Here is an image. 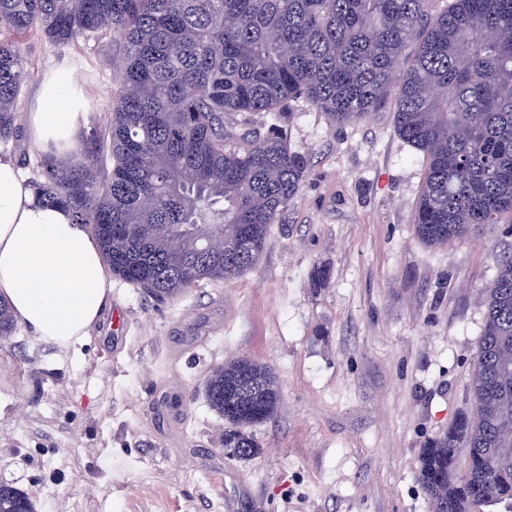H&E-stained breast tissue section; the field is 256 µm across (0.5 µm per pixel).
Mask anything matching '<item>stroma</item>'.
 <instances>
[{
  "instance_id": "35a3bbf8",
  "label": "stroma",
  "mask_w": 512,
  "mask_h": 512,
  "mask_svg": "<svg viewBox=\"0 0 512 512\" xmlns=\"http://www.w3.org/2000/svg\"><path fill=\"white\" fill-rule=\"evenodd\" d=\"M122 48L91 36L25 40L38 78L68 64L87 124L110 122ZM394 97L359 123L295 113L288 136L310 165L257 264L162 301L113 279L87 336L62 349L24 326L0 339V482L36 512H430L419 451L473 403L484 296L512 251V214L442 246L412 228L423 157L396 133ZM329 269L318 280L316 268ZM280 387L263 453L224 446L210 370L233 356ZM177 412L159 413L161 394Z\"/></svg>"
}]
</instances>
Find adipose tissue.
Listing matches in <instances>:
<instances>
[{"instance_id": "ef3b65f1", "label": "adipose tissue", "mask_w": 512, "mask_h": 512, "mask_svg": "<svg viewBox=\"0 0 512 512\" xmlns=\"http://www.w3.org/2000/svg\"><path fill=\"white\" fill-rule=\"evenodd\" d=\"M87 101L64 66L40 79L25 114L30 138L43 152L75 153ZM99 244L71 211L42 204L29 177L0 157V297L38 339L61 348L86 336L109 302Z\"/></svg>"}]
</instances>
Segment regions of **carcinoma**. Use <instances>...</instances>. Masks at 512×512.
Listing matches in <instances>:
<instances>
[{
  "label": "carcinoma",
  "mask_w": 512,
  "mask_h": 512,
  "mask_svg": "<svg viewBox=\"0 0 512 512\" xmlns=\"http://www.w3.org/2000/svg\"><path fill=\"white\" fill-rule=\"evenodd\" d=\"M431 2L0 0V139L17 130L29 33L58 45L119 40L108 128L80 132L79 164L42 155L38 198L91 225L112 274L163 300L256 265L309 165L288 140L296 108L346 125L394 89L396 131L426 158L414 234L429 245L466 239L512 213V0H448L434 16ZM104 150L112 170L101 181ZM485 307L473 405L421 448L431 512H512V253ZM14 332L0 298V337ZM206 393L224 446L259 456L252 428L280 403L273 370L231 359ZM0 512L35 508L4 484Z\"/></svg>",
  "instance_id": "carcinoma-1"
}]
</instances>
